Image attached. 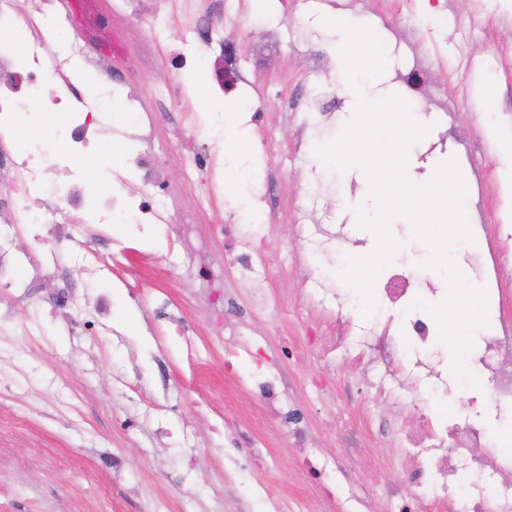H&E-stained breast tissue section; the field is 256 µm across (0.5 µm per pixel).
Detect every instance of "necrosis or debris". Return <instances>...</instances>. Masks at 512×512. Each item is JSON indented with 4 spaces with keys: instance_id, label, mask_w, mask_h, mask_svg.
<instances>
[{
    "instance_id": "4bbe7bcc",
    "label": "necrosis or debris",
    "mask_w": 512,
    "mask_h": 512,
    "mask_svg": "<svg viewBox=\"0 0 512 512\" xmlns=\"http://www.w3.org/2000/svg\"><path fill=\"white\" fill-rule=\"evenodd\" d=\"M85 0H39L36 10L20 7L18 0H0V30L26 31L25 41L0 39V287L36 288L66 259L87 260L86 250H59L58 242L74 237L72 215L88 212L93 223L139 231L165 223L177 214L171 267L201 259L198 275L213 332H225L224 267L208 263L210 241L199 235L198 214L184 211L183 185L168 178L173 157L152 149L158 128L166 119V107H151L142 93L127 82L124 62L130 56H146L162 42L166 26L161 19V0H119L110 12L113 25L134 28L140 40L131 45L113 42L89 53L81 35ZM218 10L198 12L185 24L177 53V69L203 73L212 102L224 97V78L213 67L212 57L224 54V36L218 30ZM94 84L95 95H86L85 84ZM64 112V125L33 136L22 133L20 117L28 112ZM128 143L126 175L117 176L95 200H87L84 174L75 172L65 184L55 175L73 163L97 156L103 136ZM192 146L195 163L203 175L201 187L215 194L219 186L215 156L218 142L201 137L197 127L182 129ZM267 214L254 211L247 223L234 226L235 263L244 276L258 274L257 246L263 243ZM15 224L47 225L54 246L35 257L19 260L6 248ZM383 288L377 294L379 312L397 311L398 336H378L379 353L398 357L414 379L413 389L437 405L427 416L424 433H398L397 438L413 460L406 470L408 495L399 512H432L449 502L450 512H512V455L499 454L495 440L501 428L512 425V325L491 322L482 329L466 357L468 369L462 388L485 399L489 417L485 423L461 429L448 426V381L434 370L430 358L438 337V324L430 312L415 306L423 296L420 279L385 268ZM248 391L261 400L266 413L293 447L303 449L306 463L321 471L343 475L336 495L341 512H375L371 498L354 484L350 454L326 451L309 433L304 410L292 399L290 381L281 372L257 370L247 381Z\"/></svg>"
}]
</instances>
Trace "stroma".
Returning <instances> with one entry per match:
<instances>
[{
  "label": "stroma",
  "mask_w": 512,
  "mask_h": 512,
  "mask_svg": "<svg viewBox=\"0 0 512 512\" xmlns=\"http://www.w3.org/2000/svg\"><path fill=\"white\" fill-rule=\"evenodd\" d=\"M382 37L398 53L377 52ZM224 47L251 80L263 122L228 125L218 161L227 163L228 146L242 141L239 158L273 189V222L259 252L266 277L249 281L226 267L224 293L248 324L232 335L211 332L192 273L168 269L169 239L159 232H114L83 269L27 294H0V512H267L269 497L297 512L331 484L303 467L299 450L243 391L257 364L289 374L311 432L328 449L345 445L337 415L363 431V491L382 499L389 481L404 477L403 448L375 429H415L426 398L410 389L396 399L378 395L372 355L354 337L326 351L307 344L309 329L327 322L321 287L346 299L344 320L366 321L354 289L295 234L299 224H332L337 251L365 257L376 248L356 218L357 208L376 209L367 176L357 166L327 167L312 152L353 120L356 96L376 105L399 95L429 125L408 153L414 183L456 159L467 218L482 230L449 255L466 270L474 254L495 249L498 315L512 322V157L496 146L497 137H512V0H224ZM472 61L481 65L473 77ZM415 63L420 80L403 83ZM131 84L150 97L178 88V108L152 148L183 155L169 171L190 187L183 206L205 212L204 232L217 252L231 254L222 225L258 202L237 183L213 197L194 189L199 172L181 129L205 125L203 86L174 83L153 67L138 68ZM314 101L321 115H311ZM390 231L405 272L431 256L406 219H394ZM68 294L80 309L60 305ZM261 297L267 309L256 308ZM96 313L101 325L90 336L83 322ZM231 352L238 359L229 368ZM346 380L357 390L343 406L323 400L319 382Z\"/></svg>",
  "instance_id": "1"
}]
</instances>
